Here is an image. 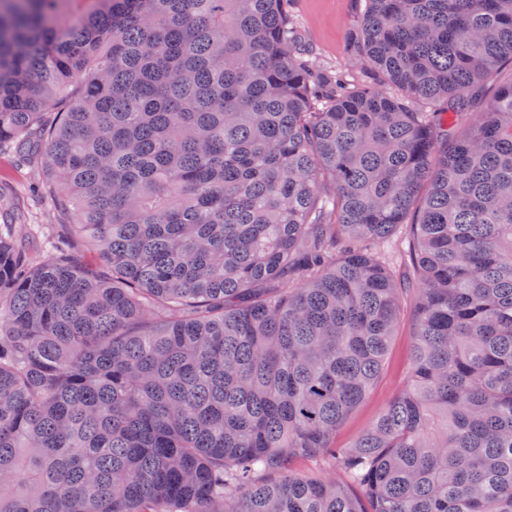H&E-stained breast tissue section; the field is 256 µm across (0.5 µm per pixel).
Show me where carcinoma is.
Returning <instances> with one entry per match:
<instances>
[{"label": "carcinoma", "mask_w": 512, "mask_h": 512, "mask_svg": "<svg viewBox=\"0 0 512 512\" xmlns=\"http://www.w3.org/2000/svg\"><path fill=\"white\" fill-rule=\"evenodd\" d=\"M356 27L323 95L288 0H0V512H512V0ZM40 177L41 172L36 166L23 163L10 154L0 155V225L16 220L25 224L56 223L49 203L30 196V186ZM18 201L20 206L17 208ZM402 316L384 369L373 389L364 401L351 413L338 430L336 442L339 446L349 445L358 435L370 427L387 403L403 388L405 372L413 348L415 336L410 317L411 303L404 305Z\"/></svg>", "instance_id": "carcinoma-1"}]
</instances>
